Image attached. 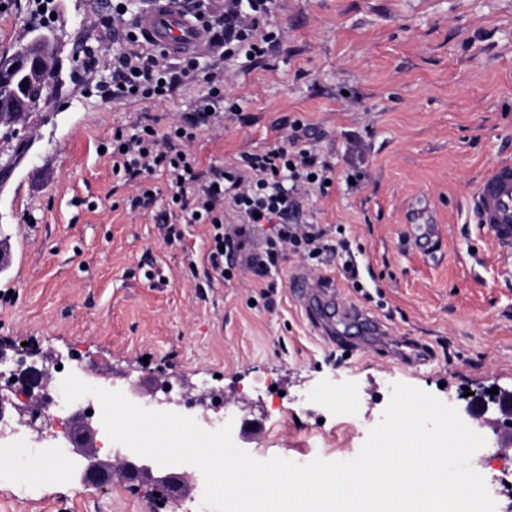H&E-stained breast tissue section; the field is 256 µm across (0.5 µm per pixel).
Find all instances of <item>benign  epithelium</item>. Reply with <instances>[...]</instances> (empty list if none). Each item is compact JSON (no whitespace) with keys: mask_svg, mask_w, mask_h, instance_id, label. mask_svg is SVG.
Returning a JSON list of instances; mask_svg holds the SVG:
<instances>
[{"mask_svg":"<svg viewBox=\"0 0 512 512\" xmlns=\"http://www.w3.org/2000/svg\"><path fill=\"white\" fill-rule=\"evenodd\" d=\"M44 97L39 95L27 100L15 111L11 104L0 103V121L15 122L24 114L37 109ZM61 356L47 354L40 365L26 366L24 375L26 380L20 384L13 382L0 385V418L8 410L13 411L19 425L27 428L34 441L41 443L48 439L50 433L39 424L43 417L42 397L44 392L54 387L57 382L53 366L59 364ZM167 378H158L152 387L141 390L137 385L129 387L131 399L140 400L146 396L156 397L161 392L165 401L181 405L173 401ZM470 415L477 421L480 428H488L500 437V447H512V392L498 391L496 394L477 392L473 395ZM76 424L70 429V448L73 453L85 460V467L81 478L101 488L108 487L116 482L145 483L152 482L156 486L158 495L163 499L176 496L185 490L190 479L187 475L176 471H169L163 476L154 475L152 460L142 456L126 457L113 456L102 458L97 449V429L92 419L85 415H75Z\"/></svg>","mask_w":512,"mask_h":512,"instance_id":"obj_1","label":"benign epithelium"}]
</instances>
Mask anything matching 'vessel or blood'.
I'll return each mask as SVG.
<instances>
[{
	"label": "vessel or blood",
	"instance_id": "obj_1",
	"mask_svg": "<svg viewBox=\"0 0 512 512\" xmlns=\"http://www.w3.org/2000/svg\"><path fill=\"white\" fill-rule=\"evenodd\" d=\"M138 26L152 44L175 51L191 47L195 30L175 5V0H158L155 8L142 15ZM471 221L487 230L494 240L503 275L512 274V159L497 160L478 182L469 198ZM407 231L413 242L433 248L441 241L437 225L432 224L426 204L418 202L405 215ZM300 298L314 331L336 345H343L344 336L335 328L336 315L365 319L358 306L335 308L326 283L298 275L290 282Z\"/></svg>",
	"mask_w": 512,
	"mask_h": 512
}]
</instances>
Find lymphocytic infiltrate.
Instances as JSON below:
<instances>
[{
    "label": "lymphocytic infiltrate",
    "mask_w": 512,
    "mask_h": 512,
    "mask_svg": "<svg viewBox=\"0 0 512 512\" xmlns=\"http://www.w3.org/2000/svg\"><path fill=\"white\" fill-rule=\"evenodd\" d=\"M180 8L195 24L197 38L218 49L217 60L202 63L195 50L173 57L155 47L143 55L121 48L112 53L109 80L103 88L106 95L128 102L164 101L184 80L199 76L208 91L195 112L165 131L150 124L115 127L112 165L127 181L137 183L138 193L130 199L134 209L155 198L146 177L165 175L174 193L160 215L168 238L181 239L183 225L205 224L207 261L217 278L229 282L235 275L253 274L260 296L270 308L276 303L278 285L269 275L284 254L300 255L314 272L326 258L339 253L317 225L298 220L302 198L324 189L333 167L311 142L304 121L297 118L288 125L285 143L246 155L237 165L199 171L189 145L203 125L223 115V63L254 62L278 44L279 33L267 23L274 0H224L218 11L207 7L205 0H180ZM228 208L237 213L238 223H225ZM264 224L273 225V232L263 238L260 253H248L257 228Z\"/></svg>",
    "instance_id": "1"
}]
</instances>
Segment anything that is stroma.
Returning <instances> with one entry per match:
<instances>
[{"label":"stroma","instance_id":"obj_1","mask_svg":"<svg viewBox=\"0 0 512 512\" xmlns=\"http://www.w3.org/2000/svg\"><path fill=\"white\" fill-rule=\"evenodd\" d=\"M29 0L0 12V56L37 36L56 58L57 86L40 108L0 124V246L26 244L23 268L0 305V352L74 354L112 369L115 389L166 374L224 399L234 444L265 461L354 458L382 418L394 383L464 411L466 391L512 390V278L501 276L492 237L468 224L479 178L512 158V0H278L281 39L252 64L227 66L224 95L238 115L203 127L191 145L201 169L279 143L303 119L333 164L328 193L302 201L301 220L328 239L344 228L366 271L365 299L338 263L320 267L337 299L389 328L385 340L340 349L312 330L289 287L302 272L287 254L266 309L247 281L222 283L207 264L205 228L167 242L157 220L170 193L137 209L136 188L113 175L103 145L119 125L166 128L207 91L188 79L164 102L107 98L79 77L88 45L119 48L100 24L99 0H56L50 27H33ZM363 171L360 188L345 176ZM442 234L428 254L403 235L415 199ZM153 278H145V271ZM433 353L398 360L401 342ZM472 458L496 503L512 512V447L483 430ZM200 484L157 503L148 485H86L46 466L26 476L0 463V512H200Z\"/></svg>","mask_w":512,"mask_h":512}]
</instances>
